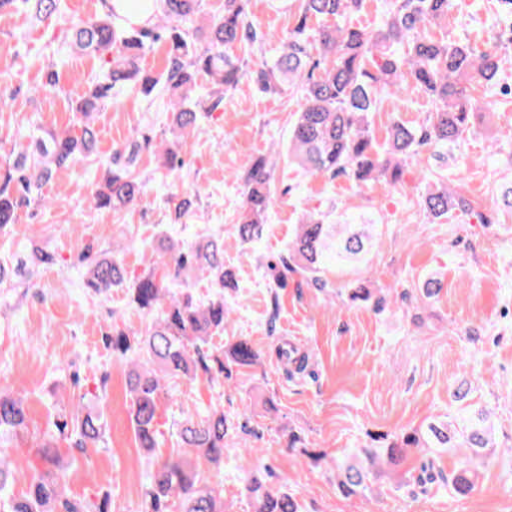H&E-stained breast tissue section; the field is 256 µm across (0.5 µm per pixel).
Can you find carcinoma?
<instances>
[{"mask_svg": "<svg viewBox=\"0 0 512 512\" xmlns=\"http://www.w3.org/2000/svg\"><path fill=\"white\" fill-rule=\"evenodd\" d=\"M30 6L35 18L49 21L59 12V0H0V11L16 3ZM248 0H224V14L213 15L207 25L206 40L197 42L196 31L188 23L201 13L202 0H154V10L145 25L121 24V16L110 11L103 17L73 23V49L78 52L110 55L106 70L93 83L89 97L76 106L81 118L77 128L51 131L44 136L28 134L27 145L14 144L13 166L0 179V231L16 222L17 212L31 202L33 190L49 182L54 175L95 153L98 133L92 113L110 98L140 80L145 95L161 89L171 105L173 139L158 157L166 168L183 167L179 149L198 130L200 101L195 93L204 79L210 84L208 100L216 109L224 94L246 77H253L264 92L277 93L285 88L301 91L304 100L299 116L288 135V161L298 163L312 175L330 179L348 176L358 182L383 179L389 185L402 181L406 160L424 148H447L468 129L471 117L481 111L472 94L475 82L494 81L508 61L501 54L502 44H512V25L499 40L483 52L469 46L437 40L421 29L448 20L449 0H395L394 9L382 27L367 30L328 23L360 8L362 0H297L292 14L293 26L280 39V55L272 63H263L250 72L239 60L224 53V48L245 44L262 45L268 34L249 19ZM323 20L314 33L310 22ZM157 41L169 44L162 72L145 71L141 60L147 46ZM412 85L424 92L434 110L417 127L401 121L388 130L384 150L376 147L369 115L376 111L383 92L399 93ZM153 146L152 138L135 133L130 142L112 148V157L104 185L94 190L95 208L110 207L122 213L137 204L149 188V182L130 169L134 154ZM276 162L261 155L249 160L243 200L234 232L242 243L260 240L268 213L275 203L272 182ZM173 221L179 222L193 210L194 201L187 192L170 193ZM423 209L436 219L466 208V201L448 189L442 176L429 181L423 195ZM323 212L303 214L287 251L280 257L283 271L277 283L284 288L288 273H299L315 288L324 289L322 273L329 261L338 266L359 262L371 239L372 225L355 226L347 221L325 223ZM93 246L77 257V266L86 269L84 284L97 294L114 287H125L130 302L150 316L144 332L130 336L115 329L107 337L112 354L128 361L130 420L138 447L148 451L158 445L156 420L165 383L170 378L190 381L204 375L211 381L224 377V352L204 348L213 336L224 331L231 309L224 303V291L230 273L224 268V241L204 235L191 244L171 238L163 247L160 266L130 282L122 264L104 252L92 254ZM54 256L33 251L23 260L0 258V286L22 277V269L50 266ZM183 271H197L220 291L205 301L190 294L177 297L165 285L167 278ZM352 301L374 300L375 309H383L385 297H372L359 285L351 289ZM234 363L252 366L259 351L246 337L230 345ZM277 357L302 371L306 358L294 348H277ZM26 404L21 392L0 389V447L13 448L26 427ZM482 419L460 409L448 421L431 422L427 432L404 434L385 451L355 448L334 461L338 485L348 495L368 489V480L377 467L392 468L412 450L422 448H464L466 462L445 476L434 472L431 460L421 463L416 482L437 478L455 493L467 496L476 491L478 472L473 461L488 455L493 447L490 431ZM53 426L58 435L83 451L103 438L105 423L90 406L78 402L58 414ZM224 410L213 408L203 416L187 415L180 423L179 436L186 453L161 461L149 472L150 490L145 512H224V488L211 484L194 460L204 459L211 466L224 463V438L227 434ZM47 471L39 477L24 478L10 467L0 452V512H111L110 497L99 502L74 498L66 493L67 467L59 449L51 442L39 448ZM25 483V490L15 496L12 487ZM252 512H299L295 498L274 490L254 476L248 484Z\"/></svg>", "mask_w": 512, "mask_h": 512, "instance_id": "1", "label": "carcinoma"}]
</instances>
